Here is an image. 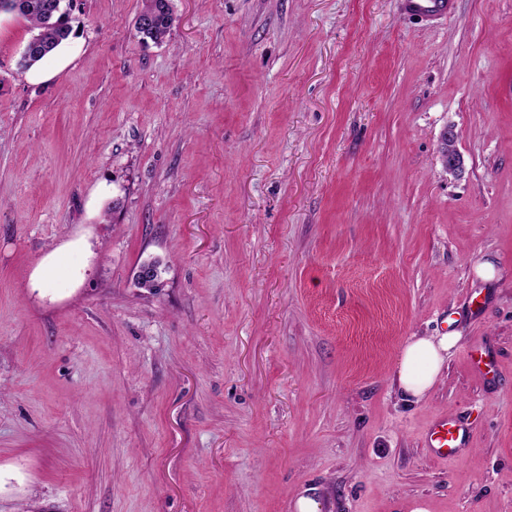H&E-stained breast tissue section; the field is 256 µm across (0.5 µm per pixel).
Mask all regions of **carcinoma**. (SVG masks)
Returning a JSON list of instances; mask_svg holds the SVG:
<instances>
[{"label": "carcinoma", "mask_w": 512, "mask_h": 512, "mask_svg": "<svg viewBox=\"0 0 512 512\" xmlns=\"http://www.w3.org/2000/svg\"><path fill=\"white\" fill-rule=\"evenodd\" d=\"M64 0H0V13L14 14L30 23L32 35L19 61L24 72L52 55L71 33ZM173 23L172 0H143L136 19L137 32L144 39L161 43Z\"/></svg>", "instance_id": "obj_1"}]
</instances>
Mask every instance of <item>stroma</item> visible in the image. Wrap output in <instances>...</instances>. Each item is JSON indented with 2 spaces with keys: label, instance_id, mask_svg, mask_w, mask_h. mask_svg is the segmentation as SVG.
I'll use <instances>...</instances> for the list:
<instances>
[{
  "label": "stroma",
  "instance_id": "35a3bbf8",
  "mask_svg": "<svg viewBox=\"0 0 512 512\" xmlns=\"http://www.w3.org/2000/svg\"><path fill=\"white\" fill-rule=\"evenodd\" d=\"M173 5L73 0L45 84L0 14V512H512V0ZM146 19L149 23L145 26ZM173 20L172 0H144L135 27L142 38L161 43L168 35ZM402 2L406 13L428 17L450 16L456 7V0H402ZM448 138L454 141V151L448 154ZM457 134L452 127L445 130L441 137L440 154L444 169L448 175L458 176L460 170H464V158L461 152L456 147ZM445 145L442 152V147ZM455 333L443 336H412L401 348L396 383L407 403L423 398L437 381L445 354L457 342ZM468 441V432L461 421L448 414L439 418L428 432L425 448L436 458L448 459L456 456Z\"/></svg>",
  "mask_w": 512,
  "mask_h": 512
}]
</instances>
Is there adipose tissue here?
<instances>
[{
  "mask_svg": "<svg viewBox=\"0 0 512 512\" xmlns=\"http://www.w3.org/2000/svg\"><path fill=\"white\" fill-rule=\"evenodd\" d=\"M456 334L409 338L401 348L396 383L406 402L419 401L434 386Z\"/></svg>",
  "mask_w": 512,
  "mask_h": 512,
  "instance_id": "1",
  "label": "adipose tissue"
}]
</instances>
